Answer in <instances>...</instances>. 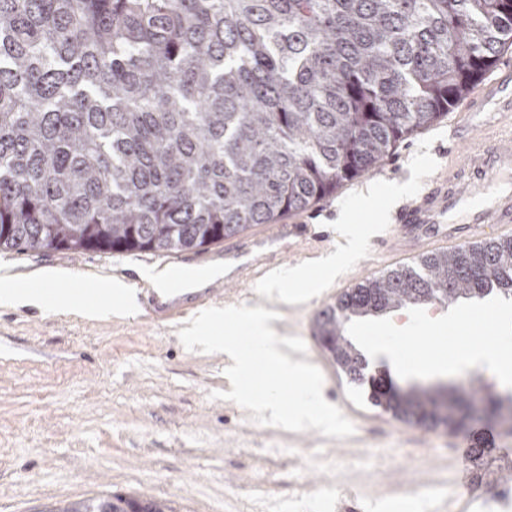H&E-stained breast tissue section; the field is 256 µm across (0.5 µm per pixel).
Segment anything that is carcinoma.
<instances>
[{
  "label": "carcinoma",
  "mask_w": 512,
  "mask_h": 512,
  "mask_svg": "<svg viewBox=\"0 0 512 512\" xmlns=\"http://www.w3.org/2000/svg\"><path fill=\"white\" fill-rule=\"evenodd\" d=\"M512 46V0H0V252H204L379 166ZM512 296V243L343 294L314 340L375 407L512 431V391L399 385L345 336L395 308ZM47 512H173L114 493Z\"/></svg>",
  "instance_id": "carcinoma-1"
}]
</instances>
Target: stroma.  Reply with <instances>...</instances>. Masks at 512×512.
<instances>
[{
	"mask_svg": "<svg viewBox=\"0 0 512 512\" xmlns=\"http://www.w3.org/2000/svg\"><path fill=\"white\" fill-rule=\"evenodd\" d=\"M453 115L400 142L381 166L344 183L333 196L301 212V220L336 233L338 218L355 228L389 223L404 199L420 190L449 142ZM401 188L393 197L391 187ZM374 188L370 209L357 200ZM224 263L223 246L202 254H110L68 251L0 252V276L36 286L46 268L70 274L66 287H95L106 276L167 268L202 274ZM334 285L319 286L303 308L281 311L282 335L313 346L317 314L334 303ZM494 319L512 340V300L462 299L357 319L346 335L374 370H389L402 385L449 384L464 373L485 390H512V372L482 354L477 324ZM399 323L412 336L388 335ZM182 322H154L143 309L109 320L61 315L52 309L0 300V512H40L110 492L169 502L176 512H381L396 486L418 492L415 512H446L456 492L460 453L442 428L388 427L362 390L335 372L324 375L323 396L335 406L353 402L363 413L354 435L339 439L318 430L294 432L252 421L251 411L214 394L226 390L225 356L187 350ZM438 344L421 345L422 329ZM432 368L421 370L420 357ZM496 435V454L473 465L482 486L512 482V446Z\"/></svg>",
	"mask_w": 512,
	"mask_h": 512,
	"instance_id": "obj_1",
	"label": "stroma"
}]
</instances>
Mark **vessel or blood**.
I'll use <instances>...</instances> for the list:
<instances>
[{
  "instance_id": "b4317fda",
  "label": "vessel or blood",
  "mask_w": 512,
  "mask_h": 512,
  "mask_svg": "<svg viewBox=\"0 0 512 512\" xmlns=\"http://www.w3.org/2000/svg\"><path fill=\"white\" fill-rule=\"evenodd\" d=\"M495 113V124L483 126L482 136L461 153L438 166L425 187L400 207L385 225L378 268H410L419 258L451 254L488 240H512V82L483 80L467 95L454 131L473 127L477 113ZM309 224H271L224 244L226 260L235 264L229 281L242 283L266 277L282 263L276 243L317 240ZM205 302L209 288H173L152 294L146 311L168 319L182 314L186 296ZM458 490L452 512H475L468 468L455 471Z\"/></svg>"
}]
</instances>
